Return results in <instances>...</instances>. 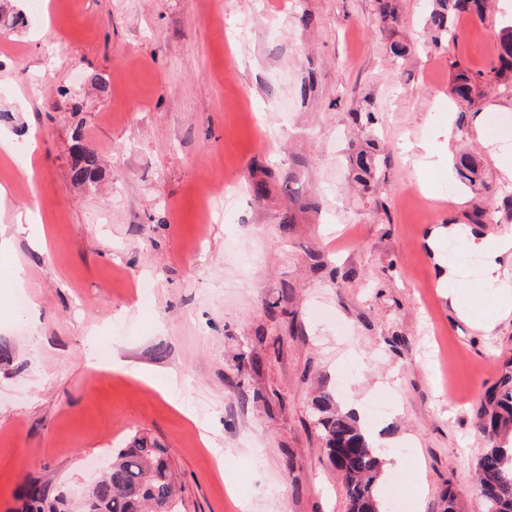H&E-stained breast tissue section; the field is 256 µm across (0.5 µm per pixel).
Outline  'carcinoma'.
Listing matches in <instances>:
<instances>
[{"label":"carcinoma","mask_w":512,"mask_h":512,"mask_svg":"<svg viewBox=\"0 0 512 512\" xmlns=\"http://www.w3.org/2000/svg\"><path fill=\"white\" fill-rule=\"evenodd\" d=\"M429 14L432 43L441 47L448 41L449 20L464 13L482 17L485 0H432ZM453 69V92L470 101L478 75L457 61ZM491 72L498 82L512 80V30L501 33ZM374 146L356 151L350 157L356 181L368 186L377 171ZM455 173L464 184L473 182L475 166L471 157L457 158ZM101 167L97 155L86 151L81 163L71 169L76 185L98 182ZM317 423L328 457L342 473L348 512H379L378 479L383 460L357 418L332 405L329 393L315 403ZM512 430V390H505L496 401V411L488 424L490 446L478 458L475 472L483 512H512V448L500 436ZM23 512H181L182 501L168 449L146 436H134L124 448L112 449L103 475L74 498L62 487L51 488L36 481L23 495Z\"/></svg>","instance_id":"obj_1"}]
</instances>
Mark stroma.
<instances>
[{
	"label": "stroma",
	"instance_id": "1",
	"mask_svg": "<svg viewBox=\"0 0 512 512\" xmlns=\"http://www.w3.org/2000/svg\"><path fill=\"white\" fill-rule=\"evenodd\" d=\"M395 2L385 23L379 0H65L0 26V139L26 149L0 158V512L31 478L87 486L136 433L168 449L183 512H347L324 391L416 468L413 512H481L512 317L456 314L437 230H512V139L491 135L512 89L490 71L511 13L489 0L436 48L429 0ZM453 58L484 73L475 106ZM371 137L364 191L349 157ZM105 343L109 374L87 359ZM453 92L461 100L472 101V95L478 84L479 76L459 62L452 61ZM71 180L75 185L92 186L97 183L101 175V167L97 155L87 150L81 159V163L71 169Z\"/></svg>",
	"mask_w": 512,
	"mask_h": 512
}]
</instances>
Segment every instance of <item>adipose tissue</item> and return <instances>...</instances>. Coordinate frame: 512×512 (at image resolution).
Wrapping results in <instances>:
<instances>
[{"mask_svg": "<svg viewBox=\"0 0 512 512\" xmlns=\"http://www.w3.org/2000/svg\"><path fill=\"white\" fill-rule=\"evenodd\" d=\"M469 249L479 252L483 259L482 276L489 285V299L494 308L493 318L476 317L469 309L459 304V292L456 288H449L448 300L451 305L457 306L463 319L471 322L476 328L489 331L495 325L497 317L512 315V289L500 284V269L503 263H512V231L497 236L472 237L467 239Z\"/></svg>", "mask_w": 512, "mask_h": 512, "instance_id": "obj_1", "label": "adipose tissue"}]
</instances>
